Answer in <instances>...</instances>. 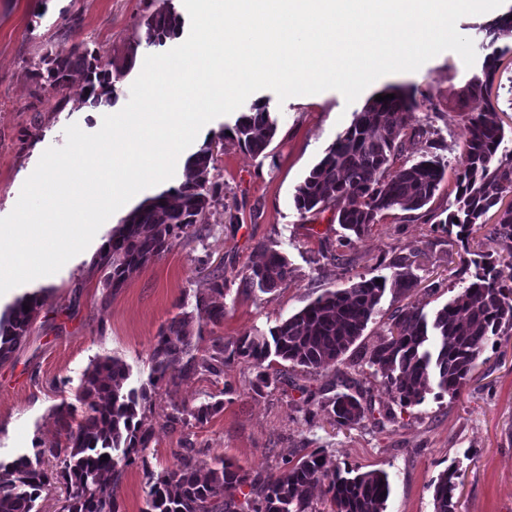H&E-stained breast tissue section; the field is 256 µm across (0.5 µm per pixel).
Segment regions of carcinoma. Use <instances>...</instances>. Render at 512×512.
Wrapping results in <instances>:
<instances>
[{"instance_id": "carcinoma-1", "label": "carcinoma", "mask_w": 512, "mask_h": 512, "mask_svg": "<svg viewBox=\"0 0 512 512\" xmlns=\"http://www.w3.org/2000/svg\"><path fill=\"white\" fill-rule=\"evenodd\" d=\"M162 5L143 22L144 36L131 45H161L181 27L182 19L169 5ZM512 31V19L501 17L486 28L489 44ZM504 47L476 63L469 73V95L484 101V111L464 113L467 138L456 168L454 201L436 212L434 225L456 232L463 247L473 233L484 229L512 258V155L500 153L504 127L491 122L495 111L492 89ZM85 78L90 95L99 100L109 94L112 71L90 56L85 42L73 45L65 56H45L33 66L32 76L55 90L64 89L74 77ZM379 94L394 95L383 102L370 96L355 113L350 126L325 150L295 189L294 205L301 217L334 210V220L356 237L364 235L389 212L424 209L448 174V160L441 155L414 160L404 157L406 141L428 134L413 123L421 108L416 92L403 85H388ZM278 131L267 107L253 103L237 118L232 137L240 148L258 157L266 153ZM210 138L193 154L184 179L132 209L97 254L94 265L103 273L104 286L123 287L129 270L161 258L175 240L196 224L205 223L211 209L224 197L223 184L210 178L216 140ZM262 263L248 267L243 280L249 286L271 291L288 282V259L268 244H260ZM473 280L448 303L427 315L408 303L390 316L389 334L366 353V363L382 377L386 388L403 408L417 406L426 395L455 398L476 366L491 338L512 332V264L504 274L490 253L477 252L470 260ZM407 256L388 262L389 277L360 278L345 289H327L300 311L269 329V334L246 333L231 345L216 344L224 355L220 362L240 359L257 369L251 389L260 394L279 381L265 362L278 358L308 373L335 365L363 335L387 289L409 293L416 287ZM224 280L208 281L197 293V306L209 311L212 321L224 319ZM42 307V291L27 292L0 314V364L11 360L28 336ZM200 326L192 313H176L158 331L151 362L149 386L127 387L129 369L116 356L98 358L86 371L77 389V404L64 403L57 417L67 427L62 470L54 473L40 466L45 450L34 448L12 461H0V512H37L41 492L62 479L69 496L62 512H122L116 485L124 468L142 463L146 490L140 512H386L389 475L373 470L356 475L330 466L318 450H301L277 474L250 472L215 456L211 462L184 458L176 468L155 475L143 452L153 428L146 409L151 390L171 383L194 367L214 373L217 366L198 357ZM344 391L318 401L334 421L351 427L373 413L363 394L350 382ZM223 408V403L201 404L176 410L174 421L190 416L203 423ZM107 460H102V456ZM460 471L452 463L439 474L434 486V512H455ZM322 499L313 498L316 486ZM248 491H243V488ZM243 499H238V496Z\"/></svg>"}]
</instances>
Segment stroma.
I'll return each mask as SVG.
<instances>
[{
	"label": "stroma",
	"mask_w": 512,
	"mask_h": 512,
	"mask_svg": "<svg viewBox=\"0 0 512 512\" xmlns=\"http://www.w3.org/2000/svg\"><path fill=\"white\" fill-rule=\"evenodd\" d=\"M159 5V0H0V217L12 211L47 146L64 144L68 124L96 132L104 115L127 104L149 53L145 47L131 52L130 46ZM83 40L112 70L110 103L88 99L82 78L59 94L31 76L47 52L63 55ZM468 74L460 56L446 51L417 71L372 83L375 91L410 85L426 98L416 121L429 125L430 135L407 142V155L419 156L435 140L449 162H456L466 135L463 115L483 107L466 91ZM493 97L506 132L501 151L512 153V52L502 61ZM249 100L266 104L278 121L266 156H253L235 139L224 138L214 149L211 171L224 185L223 200L161 260L130 273L119 291L104 288L92 262L127 216L123 207L57 273L0 295L1 311L24 293L45 291L29 336L12 360L0 365V459L38 445L45 450L46 467L61 469L55 452L67 440L57 407L73 402L84 373L100 357L121 358L130 369L129 386L147 384L158 330L178 308L194 313L202 328L199 346L207 355L215 341L228 344L246 333L268 332L324 289L388 275L392 256L412 254L417 286L411 296L385 293L362 336L335 366L310 375L279 364L280 383L260 395L251 389L255 370L240 360L225 362L220 373L200 369L156 388L146 410L153 428L147 463L128 467L117 484L122 510L140 512L145 470L164 473L180 457L207 461L221 455L243 469L274 473L282 458L304 448L321 450L344 469L387 472L386 512H434V483L454 461L461 472L456 512H512V339L487 343L456 398L429 396L408 409L394 402L364 360L386 334L393 310L411 301L434 313L470 278V251L491 252L494 244L479 232L470 249H463L455 236L395 210L361 239L341 245L343 231L332 212L302 218L293 197L365 97L349 104L338 91L327 90L281 101L261 90ZM261 243L283 253L293 269L288 283L270 292L246 286L242 278L260 261ZM215 276L224 280V318L218 323L196 307L198 289ZM347 379L371 402L373 415L352 427L336 426L324 414L308 420L301 389L332 390ZM218 400L223 409L204 423L170 421L175 408ZM380 414L385 422L378 426L374 418Z\"/></svg>",
	"instance_id": "stroma-1"
}]
</instances>
